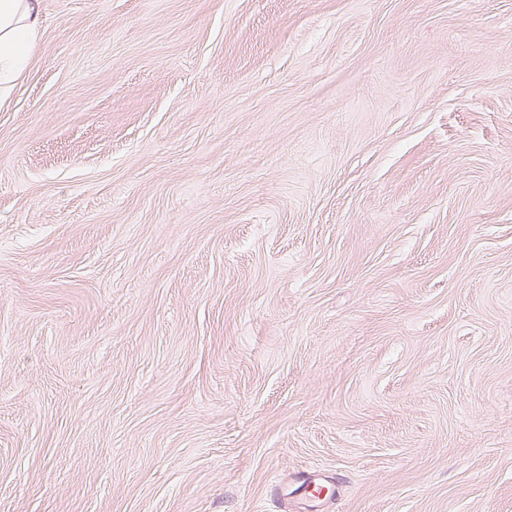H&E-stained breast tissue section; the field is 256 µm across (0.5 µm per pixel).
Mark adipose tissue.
Wrapping results in <instances>:
<instances>
[{
    "label": "adipose tissue",
    "mask_w": 512,
    "mask_h": 512,
    "mask_svg": "<svg viewBox=\"0 0 512 512\" xmlns=\"http://www.w3.org/2000/svg\"><path fill=\"white\" fill-rule=\"evenodd\" d=\"M37 0H0V96L10 93L38 33Z\"/></svg>",
    "instance_id": "1"
}]
</instances>
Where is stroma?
I'll return each instance as SVG.
<instances>
[{
    "instance_id": "35a3bbf8",
    "label": "stroma",
    "mask_w": 512,
    "mask_h": 512,
    "mask_svg": "<svg viewBox=\"0 0 512 512\" xmlns=\"http://www.w3.org/2000/svg\"><path fill=\"white\" fill-rule=\"evenodd\" d=\"M38 6L0 512H512V0Z\"/></svg>"
}]
</instances>
